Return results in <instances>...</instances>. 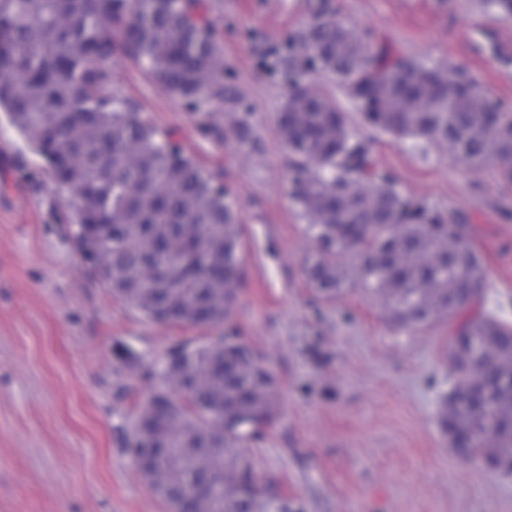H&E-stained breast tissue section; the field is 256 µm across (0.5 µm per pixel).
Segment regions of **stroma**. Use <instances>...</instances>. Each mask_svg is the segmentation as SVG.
Instances as JSON below:
<instances>
[{
  "instance_id": "1",
  "label": "stroma",
  "mask_w": 512,
  "mask_h": 512,
  "mask_svg": "<svg viewBox=\"0 0 512 512\" xmlns=\"http://www.w3.org/2000/svg\"><path fill=\"white\" fill-rule=\"evenodd\" d=\"M224 42L223 104L191 110L147 71L112 63L115 86L219 175L242 227L232 323L274 372L279 417L251 447L265 512H512V475L458 461L438 421L445 324L402 331L349 291L312 295V245L288 196L274 68L316 0H210ZM358 31L476 74L512 105V17L482 0H331ZM400 189L464 214L486 270L485 310L512 323V181L446 146L371 132ZM67 191L0 112V512H164L126 450L170 348L201 332L146 320L90 274L64 228ZM127 352L118 358L116 348Z\"/></svg>"
}]
</instances>
